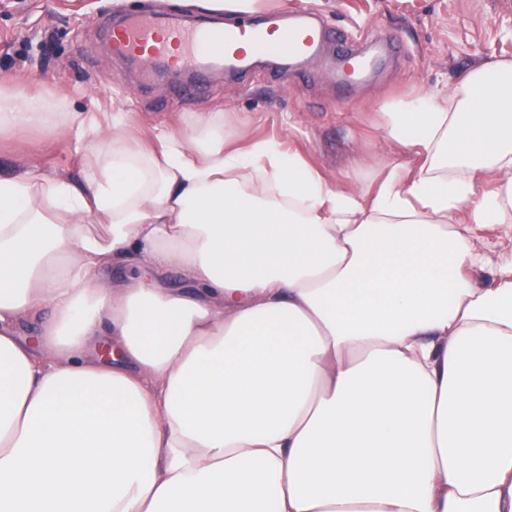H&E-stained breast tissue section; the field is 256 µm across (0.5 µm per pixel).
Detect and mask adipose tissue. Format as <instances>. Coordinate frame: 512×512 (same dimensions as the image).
Wrapping results in <instances>:
<instances>
[{"label": "adipose tissue", "instance_id": "1", "mask_svg": "<svg viewBox=\"0 0 512 512\" xmlns=\"http://www.w3.org/2000/svg\"><path fill=\"white\" fill-rule=\"evenodd\" d=\"M379 118L356 188L214 113L0 172V512H512V62Z\"/></svg>", "mask_w": 512, "mask_h": 512}]
</instances>
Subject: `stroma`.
I'll return each mask as SVG.
<instances>
[{"label": "stroma", "mask_w": 512, "mask_h": 512, "mask_svg": "<svg viewBox=\"0 0 512 512\" xmlns=\"http://www.w3.org/2000/svg\"><path fill=\"white\" fill-rule=\"evenodd\" d=\"M201 0H0V87L17 95L63 94L70 111L104 119L124 113L151 140L155 127L189 131L205 112L224 116L240 142L268 140L308 157L323 177L348 186L385 164L411 165L380 136L377 113L393 98L453 88L477 62L512 61V0H269L268 9L301 8L328 28L363 41L380 34L401 45L399 61L373 79L342 91L330 71L334 48L302 70L256 69L239 82L216 71L206 96L178 95L180 77L156 78L112 55L109 18L134 10L185 16ZM91 130L59 135L39 128L0 132V170L17 169L83 180Z\"/></svg>", "instance_id": "stroma-1"}]
</instances>
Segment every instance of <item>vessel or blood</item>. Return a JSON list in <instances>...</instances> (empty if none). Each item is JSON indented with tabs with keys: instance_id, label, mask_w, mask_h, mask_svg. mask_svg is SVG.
Instances as JSON below:
<instances>
[{
	"instance_id": "obj_1",
	"label": "vessel or blood",
	"mask_w": 512,
	"mask_h": 512,
	"mask_svg": "<svg viewBox=\"0 0 512 512\" xmlns=\"http://www.w3.org/2000/svg\"><path fill=\"white\" fill-rule=\"evenodd\" d=\"M109 37L114 54L146 61L154 68L188 73L191 86L198 89L213 69L236 72L247 57L302 63L317 55L333 34L317 17L288 11L248 13L221 22L202 14L190 23L173 16L140 13L113 26ZM342 41L346 64L354 74L367 75L376 50L360 48L347 35Z\"/></svg>"
}]
</instances>
